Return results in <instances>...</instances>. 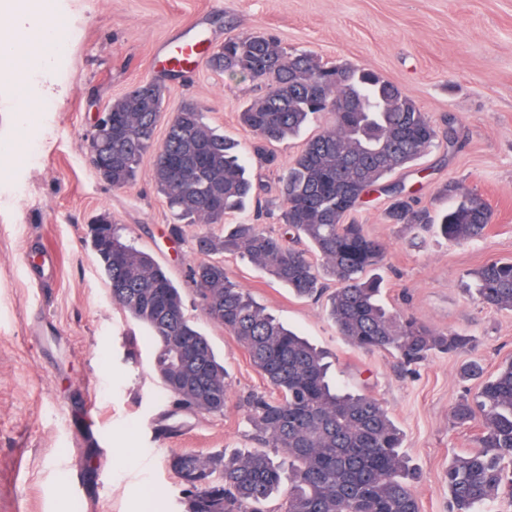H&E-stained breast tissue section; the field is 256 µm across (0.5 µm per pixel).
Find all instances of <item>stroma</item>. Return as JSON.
Here are the masks:
<instances>
[{
	"instance_id": "1",
	"label": "stroma",
	"mask_w": 512,
	"mask_h": 512,
	"mask_svg": "<svg viewBox=\"0 0 512 512\" xmlns=\"http://www.w3.org/2000/svg\"><path fill=\"white\" fill-rule=\"evenodd\" d=\"M31 29L56 26L57 51L42 69L28 50L0 60V512H184L173 453L258 450L243 402L267 383L235 338L205 314L189 282L201 259L194 226L170 233L171 216L146 154L136 181L115 189L96 174L86 136L94 117L131 86L165 87L166 110L199 104L207 121L245 139L244 103L261 81L232 77L199 59L178 75L166 64L185 38L208 50L258 33L286 51L328 64L372 69L397 85L436 125L455 117L462 145L431 148L389 176L438 214L461 196L492 210L486 232L453 246L386 219L374 194L354 214L384 243L383 300L431 329L473 336L486 374L512 359V310L485 307L472 273L512 261V0H29ZM25 95H18V88ZM37 104L20 113L22 102ZM330 124L316 115L275 144L277 166L252 159L260 206L231 223L261 222L273 233L284 165ZM106 215L162 265L181 288L188 315L228 372L220 415L174 409L153 369L147 332L114 305L88 226ZM224 268L265 313L326 351L337 380L382 404L401 429L402 452L421 474L420 512H448L444 472L475 448L476 427L451 411L478 384L462 380L464 356L433 354L404 367L384 351L365 352L340 336L327 299L297 297L247 256Z\"/></svg>"
}]
</instances>
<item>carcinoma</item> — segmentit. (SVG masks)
Returning <instances> with one entry per match:
<instances>
[{"instance_id":"obj_1","label":"carcinoma","mask_w":512,"mask_h":512,"mask_svg":"<svg viewBox=\"0 0 512 512\" xmlns=\"http://www.w3.org/2000/svg\"><path fill=\"white\" fill-rule=\"evenodd\" d=\"M212 68L268 82V90L239 112L250 134V152L275 163L268 145L295 134L312 115H331L330 127L309 139L278 179L280 221L322 260L284 235L257 224H226L255 191L242 144L211 126L201 108L184 104L169 120L164 139L156 129L163 84H139L112 101V128L104 140L103 181L115 189L134 182L146 153L154 151V181L165 198L170 233L197 227L206 259L189 269V280L206 314L246 350L273 393L250 394L245 419L252 439L272 452L179 453L170 470L187 493L185 512H267L265 506L288 480L282 512H419L413 492L418 473L401 452L403 435L375 399L334 384L323 351L264 313L210 255L242 253L299 297L323 293L325 278L337 284L329 316L340 336L371 352L386 351L407 365L435 353L457 355L473 340L437 331L381 302L377 273L385 248L351 220L370 193L389 196L391 224L436 226L448 243L482 235L487 206L464 196L438 217L417 207L402 185H382L443 138L458 143L454 120L439 130L427 113L381 75L348 64L327 66L307 52L290 54L271 36L243 34L224 41L209 57ZM224 225L217 234L212 226ZM92 247L112 302L145 327L155 346L154 365L163 392L176 409L222 414L227 374L209 342L188 318L180 288L148 253L125 241L109 217L91 226ZM475 292L489 308L512 309V263L488 261L474 271ZM460 375L478 380L474 399L452 409L460 425H477V446L448 463L451 512H484L491 501L512 497L505 466H512V360L484 377L476 361Z\"/></svg>"}]
</instances>
